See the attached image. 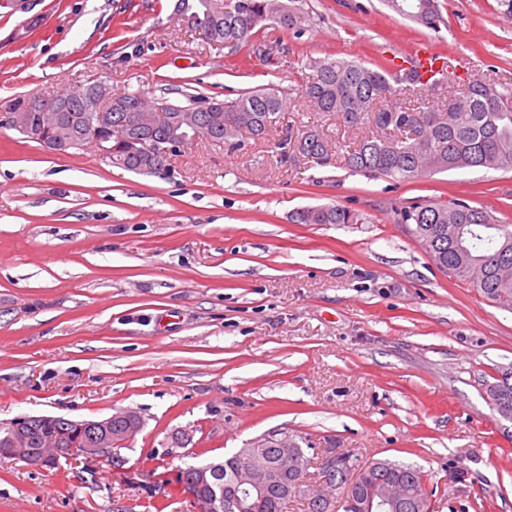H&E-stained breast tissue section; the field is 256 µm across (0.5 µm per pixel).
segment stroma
Here are the masks:
<instances>
[{
    "instance_id": "stroma-1",
    "label": "stroma",
    "mask_w": 512,
    "mask_h": 512,
    "mask_svg": "<svg viewBox=\"0 0 512 512\" xmlns=\"http://www.w3.org/2000/svg\"><path fill=\"white\" fill-rule=\"evenodd\" d=\"M176 3L39 0L46 23L21 41L23 14H0V113L97 77L176 104L269 84L290 95L308 60L386 69L424 40L512 86L498 0H437L436 30L381 0H294L304 33L266 25L252 57L204 43ZM312 124L354 138L303 105L280 119L293 134ZM453 199L512 224V170L395 181L201 139L169 174H135L0 126V421L144 420L113 462L0 457V512H199L182 469L277 430L362 465L420 466L432 512H512V423L485 399L512 364V312L450 280L396 216ZM317 204L365 221L289 222Z\"/></svg>"
}]
</instances>
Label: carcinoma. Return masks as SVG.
I'll return each mask as SVG.
<instances>
[{
    "instance_id": "carcinoma-1",
    "label": "carcinoma",
    "mask_w": 512,
    "mask_h": 512,
    "mask_svg": "<svg viewBox=\"0 0 512 512\" xmlns=\"http://www.w3.org/2000/svg\"><path fill=\"white\" fill-rule=\"evenodd\" d=\"M188 16L187 24L207 43L218 49L239 52L255 48L254 38L264 23L271 21L287 30L302 29L304 18L286 0H178ZM393 11L430 29L443 18L435 0H383ZM307 81L298 94L314 112L332 113L355 131L356 141H329L315 126L291 138L278 133L281 114L292 104L274 85L220 101L197 97L189 105L166 98L148 100L140 92H127L112 101V128L101 137L112 142V166L135 173H166L171 157L197 139H206L231 150L244 148L242 137L263 140L279 162L304 161L312 167L337 164L351 174L402 181L424 174L462 169L512 170V87L490 78L459 79L455 70L445 71L430 83L415 73L395 78L382 68L372 69L354 61L336 59L310 61ZM456 87L448 96V88ZM93 84L76 90L77 98L64 106L60 132L61 151L83 147L82 129L98 112L92 97ZM10 111L26 112L38 120L35 97L18 96ZM126 138L144 137L166 144L170 152L148 167L131 149ZM296 224H362L361 213L338 205L303 207L291 215ZM397 222L425 246L432 262L448 277L478 288L484 297L512 310V224H503L486 210L457 199L451 202L421 201L401 208ZM487 387L497 394L496 410L511 415L512 367L501 368ZM307 439L298 436L288 449V462L295 469L288 478L306 472L311 462ZM242 451L252 456L254 475L281 465L276 448H255L246 443ZM330 467L329 485L350 474L357 460L336 453ZM238 456L212 461L208 466L220 477L198 492L202 498L224 499V512H283L288 499L278 486L251 495L239 503L236 488ZM357 484L348 494L343 512H368V502L383 485L396 487L402 500L400 512H429L426 475L407 463L377 460L357 474Z\"/></svg>"
}]
</instances>
